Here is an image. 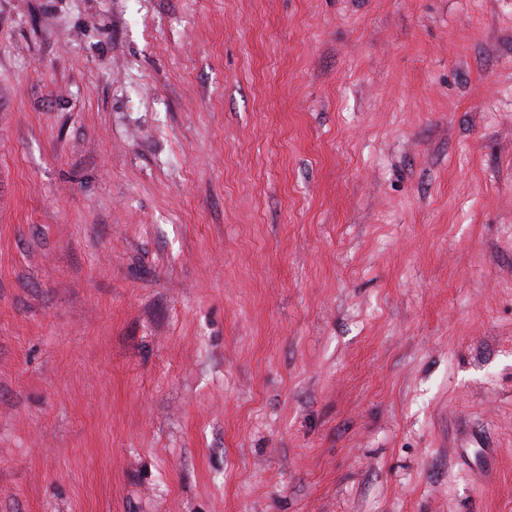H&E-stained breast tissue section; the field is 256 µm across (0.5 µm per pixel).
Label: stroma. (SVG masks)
Returning a JSON list of instances; mask_svg holds the SVG:
<instances>
[{"label":"stroma","instance_id":"35a3bbf8","mask_svg":"<svg viewBox=\"0 0 512 512\" xmlns=\"http://www.w3.org/2000/svg\"><path fill=\"white\" fill-rule=\"evenodd\" d=\"M0 512H512V0H0Z\"/></svg>","mask_w":512,"mask_h":512}]
</instances>
